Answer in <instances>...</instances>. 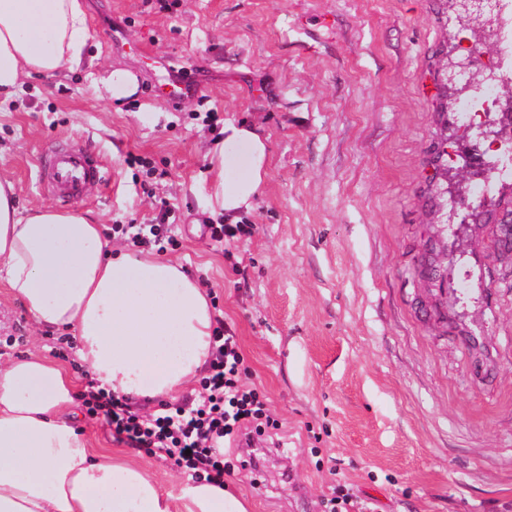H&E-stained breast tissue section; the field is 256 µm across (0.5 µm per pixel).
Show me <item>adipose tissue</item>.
Wrapping results in <instances>:
<instances>
[{"label":"adipose tissue","mask_w":512,"mask_h":512,"mask_svg":"<svg viewBox=\"0 0 512 512\" xmlns=\"http://www.w3.org/2000/svg\"><path fill=\"white\" fill-rule=\"evenodd\" d=\"M89 34L82 0H0V104L34 75L81 64ZM247 151V171L224 176V152ZM216 209L236 223L259 193L268 146L227 124L211 159ZM0 179V282L35 332L72 333L101 387L172 399L207 364L216 320L205 288L172 259L108 251L99 218L53 205L25 210ZM74 377L29 351L0 363V512H250L241 495L199 481L162 493L131 459L92 452L78 432Z\"/></svg>","instance_id":"obj_1"}]
</instances>
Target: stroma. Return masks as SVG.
I'll use <instances>...</instances> for the list:
<instances>
[{
  "instance_id": "1",
  "label": "stroma",
  "mask_w": 512,
  "mask_h": 512,
  "mask_svg": "<svg viewBox=\"0 0 512 512\" xmlns=\"http://www.w3.org/2000/svg\"><path fill=\"white\" fill-rule=\"evenodd\" d=\"M84 2L94 64L28 80L0 105V175L23 207L49 204L37 157L68 139L111 169L80 210L109 227L154 223L168 206L166 257L204 277L286 426L288 450L268 451L263 472L243 465L253 446L234 449L225 488L253 512H328L339 484L367 512H512V256L489 224L512 180L484 199L471 191L494 165L500 113L467 138L458 101L439 107L436 63L456 68L474 47L458 8ZM130 42L149 58L129 55ZM180 67L202 99L156 95ZM115 69L136 75V95L108 97L101 80ZM226 121L254 125L269 147L265 184L240 215L258 231L228 254L205 232ZM33 349L88 386L70 334L35 336L0 283V357Z\"/></svg>"
}]
</instances>
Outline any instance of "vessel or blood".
<instances>
[{
  "mask_svg": "<svg viewBox=\"0 0 512 512\" xmlns=\"http://www.w3.org/2000/svg\"><path fill=\"white\" fill-rule=\"evenodd\" d=\"M195 90V85L186 82L162 83L156 87L157 94L173 104L181 103ZM38 167L41 190L65 203L86 200L91 188L104 187L111 179L104 160L80 144H51L42 150Z\"/></svg>",
  "mask_w": 512,
  "mask_h": 512,
  "instance_id": "b4317fda",
  "label": "vessel or blood"
}]
</instances>
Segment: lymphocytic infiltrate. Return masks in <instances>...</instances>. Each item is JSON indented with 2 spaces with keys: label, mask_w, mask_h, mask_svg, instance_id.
I'll list each match as a JSON object with an SVG mask.
<instances>
[{
  "label": "lymphocytic infiltrate",
  "mask_w": 512,
  "mask_h": 512,
  "mask_svg": "<svg viewBox=\"0 0 512 512\" xmlns=\"http://www.w3.org/2000/svg\"><path fill=\"white\" fill-rule=\"evenodd\" d=\"M249 376L236 336L220 324L197 398L165 402L143 413L125 397L91 386L82 402L87 415L103 420L116 440L174 461L188 480L220 486L233 468L224 456L227 442L243 435L273 438L283 431L265 393L249 383Z\"/></svg>",
  "instance_id": "lymphocytic-infiltrate-1"
}]
</instances>
